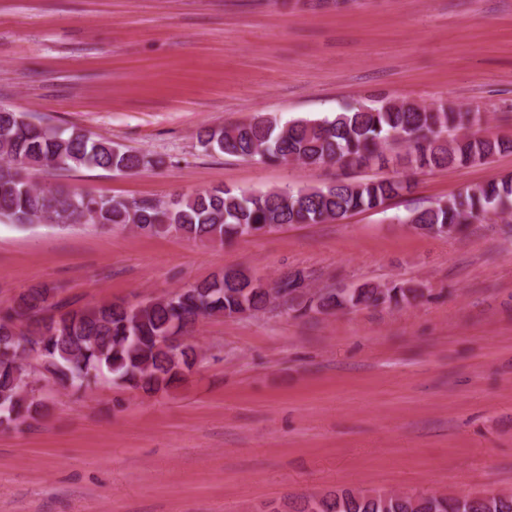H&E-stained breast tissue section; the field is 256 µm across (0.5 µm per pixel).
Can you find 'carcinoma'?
Segmentation results:
<instances>
[{"label":"carcinoma","mask_w":512,"mask_h":512,"mask_svg":"<svg viewBox=\"0 0 512 512\" xmlns=\"http://www.w3.org/2000/svg\"><path fill=\"white\" fill-rule=\"evenodd\" d=\"M480 112L451 104L429 106L379 98L349 106L332 116L299 118L284 125L258 115L245 123L207 127L198 134L206 150L266 163L334 166L336 180L323 186L270 189L246 194L216 188L183 196L171 205L153 200L129 203L62 186L41 188L28 176L32 168L72 171L100 168L136 173L166 164L162 157L122 149L107 138L81 129L36 124L24 112H0V222L60 224L70 218L71 201L85 205L94 224L131 226L148 236L179 233L194 240L222 242L251 230L280 225L337 222L350 212L375 210L412 191L409 177L361 181L356 168L389 162L387 150L405 149L403 161L413 173L486 163L512 153V137L487 138L472 131ZM502 220L512 214V174L469 186L433 206L414 210L406 221L424 232L460 233L489 213ZM301 274L276 283L288 297V309L336 313L379 304H411L424 285L390 282L381 287L322 288L306 295ZM269 288L241 268L183 289L174 307L166 297L136 305L103 301L77 306L55 288L34 287L0 311V426L19 427L44 416L46 396L28 390L36 381L23 353L37 340L45 345L44 371L61 384L81 389L106 373L116 383L145 394L166 393L185 380L201 359L187 342L175 349L161 338L175 321L200 315L257 316L267 307ZM294 512H512V495L495 493L471 506L458 496L441 494L333 491L293 506Z\"/></svg>","instance_id":"carcinoma-1"}]
</instances>
